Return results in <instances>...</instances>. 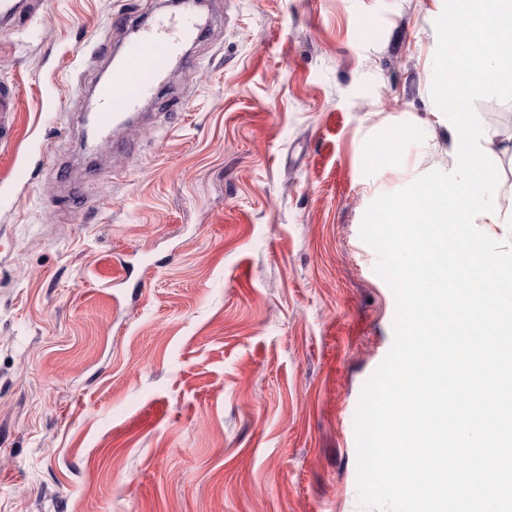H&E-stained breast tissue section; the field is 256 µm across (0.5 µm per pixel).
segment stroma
<instances>
[{
  "label": "stroma",
  "mask_w": 512,
  "mask_h": 512,
  "mask_svg": "<svg viewBox=\"0 0 512 512\" xmlns=\"http://www.w3.org/2000/svg\"><path fill=\"white\" fill-rule=\"evenodd\" d=\"M209 2L94 146L108 57L165 0H20L0 27V512H361L354 416L396 305L360 229L452 170L445 0ZM474 112L502 217L480 230L512 244V101Z\"/></svg>",
  "instance_id": "obj_1"
}]
</instances>
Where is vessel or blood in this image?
<instances>
[{"instance_id":"1","label":"vessel or blood","mask_w":512,"mask_h":512,"mask_svg":"<svg viewBox=\"0 0 512 512\" xmlns=\"http://www.w3.org/2000/svg\"><path fill=\"white\" fill-rule=\"evenodd\" d=\"M204 28L197 12L185 4L178 13L158 16L130 38L115 58L109 78L97 84V96L107 110L94 116L92 138H111L143 101L153 97L179 59L182 44L198 39Z\"/></svg>"}]
</instances>
